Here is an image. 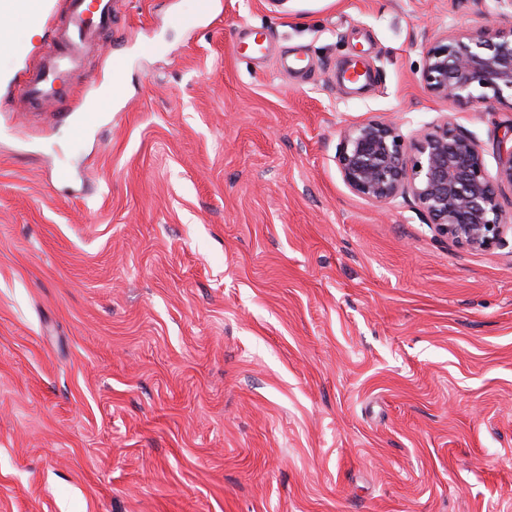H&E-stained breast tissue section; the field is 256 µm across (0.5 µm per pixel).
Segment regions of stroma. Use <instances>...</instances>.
Instances as JSON below:
<instances>
[{"label": "stroma", "instance_id": "35a3bbf8", "mask_svg": "<svg viewBox=\"0 0 512 512\" xmlns=\"http://www.w3.org/2000/svg\"><path fill=\"white\" fill-rule=\"evenodd\" d=\"M487 25L512 7L117 0L63 120L8 96L40 35L0 50V512H512V244L336 165L344 126L447 115L496 173L512 105L419 80Z\"/></svg>", "mask_w": 512, "mask_h": 512}]
</instances>
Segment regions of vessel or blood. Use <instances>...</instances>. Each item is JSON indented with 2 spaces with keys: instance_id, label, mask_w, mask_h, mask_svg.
<instances>
[{
  "instance_id": "obj_1",
  "label": "vessel or blood",
  "mask_w": 512,
  "mask_h": 512,
  "mask_svg": "<svg viewBox=\"0 0 512 512\" xmlns=\"http://www.w3.org/2000/svg\"><path fill=\"white\" fill-rule=\"evenodd\" d=\"M51 0H0V14L22 17L35 26L46 25L50 51L41 66L28 72L19 89V100L30 112L48 107L65 110L71 94V76L84 57L102 46L112 31L113 0H68L61 25L46 24Z\"/></svg>"
}]
</instances>
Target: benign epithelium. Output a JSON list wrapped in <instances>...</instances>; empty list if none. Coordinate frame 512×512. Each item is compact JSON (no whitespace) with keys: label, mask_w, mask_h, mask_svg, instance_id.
<instances>
[{"label":"benign epithelium","mask_w":512,"mask_h":512,"mask_svg":"<svg viewBox=\"0 0 512 512\" xmlns=\"http://www.w3.org/2000/svg\"><path fill=\"white\" fill-rule=\"evenodd\" d=\"M420 82L460 106L512 98V28L446 32L423 53ZM500 141L498 169L486 170L477 142L448 116L411 136L377 119L339 131L336 164L355 194L379 205L412 198L436 233L462 249L507 244L512 214L500 202L512 189V146Z\"/></svg>","instance_id":"7a95c632"}]
</instances>
